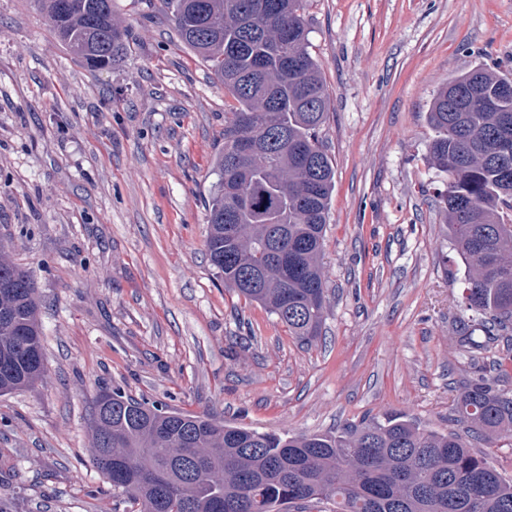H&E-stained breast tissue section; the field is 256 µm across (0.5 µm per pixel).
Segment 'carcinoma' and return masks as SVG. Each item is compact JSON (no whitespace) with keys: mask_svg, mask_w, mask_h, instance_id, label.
I'll return each mask as SVG.
<instances>
[{"mask_svg":"<svg viewBox=\"0 0 512 512\" xmlns=\"http://www.w3.org/2000/svg\"><path fill=\"white\" fill-rule=\"evenodd\" d=\"M114 0H43L55 35L94 69L127 52ZM180 42L207 63L234 100L224 136L256 141L261 153L215 160L207 198L206 251L224 287L261 304L301 341L321 335L325 309L323 241L334 166L319 142L328 92L308 51L305 0H162ZM512 80L476 66L436 94L428 123L430 159L448 175L443 225L464 266L455 321L466 353L488 351L512 327V160L495 146L512 132ZM477 84L487 106L454 112ZM292 257L288 273L266 248ZM263 270L252 284L244 275ZM45 373L39 300L31 274L0 255V395ZM112 410L93 418L90 457L112 491L138 512H512V480L473 441L512 443V389L481 373L456 391V429H427L399 412L336 432L277 434L226 424L208 413L166 411L102 392Z\"/></svg>","mask_w":512,"mask_h":512,"instance_id":"carcinoma-1","label":"carcinoma"}]
</instances>
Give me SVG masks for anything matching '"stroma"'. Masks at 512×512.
Instances as JSON below:
<instances>
[{
    "mask_svg": "<svg viewBox=\"0 0 512 512\" xmlns=\"http://www.w3.org/2000/svg\"><path fill=\"white\" fill-rule=\"evenodd\" d=\"M126 55L96 70L41 0H0V249L32 275L45 375L0 396V512H131L91 462L115 388L264 432L387 412L451 430L454 386L512 350H459L464 270L429 155L437 91L512 78V0H305L335 170L325 318L306 343L225 288L204 199L228 99L161 0H114Z\"/></svg>",
    "mask_w": 512,
    "mask_h": 512,
    "instance_id": "obj_1",
    "label": "stroma"
}]
</instances>
